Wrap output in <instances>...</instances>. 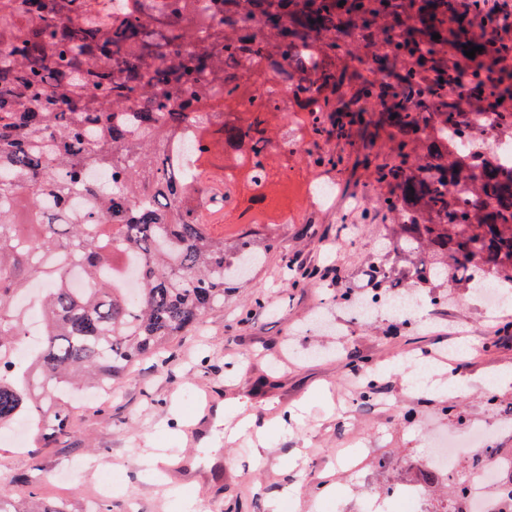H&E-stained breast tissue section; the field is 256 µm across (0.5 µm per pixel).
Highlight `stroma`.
I'll list each match as a JSON object with an SVG mask.
<instances>
[{
    "label": "stroma",
    "instance_id": "obj_1",
    "mask_svg": "<svg viewBox=\"0 0 512 512\" xmlns=\"http://www.w3.org/2000/svg\"><path fill=\"white\" fill-rule=\"evenodd\" d=\"M308 227L292 224L275 239L250 281L228 282L224 306L210 313L201 332L178 337L163 360L146 359L112 392L109 404L75 410L69 437L42 449L36 489L62 499L73 512L93 504L97 472L118 470L113 512H329L320 487L335 483L343 512L407 480L439 434L480 431L482 442L512 457V428L500 418L512 412V384L486 390L481 380L512 370V341L484 348L488 327L512 321V305L488 316L478 296L450 288L441 300L420 289L417 317L404 322L387 309L370 318L349 312L350 300L373 295L364 270L384 254L385 227L360 224L343 247L332 244L336 226L316 212ZM325 270L322 278L283 277L289 261ZM353 287L338 299L337 276ZM262 308H255V301ZM461 349L463 368L440 364L428 392L408 387V368L425 358ZM468 381L455 402L431 394L451 374ZM208 394L212 416L254 425L222 447L224 474L213 480L169 483L165 468L147 471L144 448H170L188 460L200 457L188 427L205 436L188 389ZM0 442V493L24 499L30 456Z\"/></svg>",
    "mask_w": 512,
    "mask_h": 512
}]
</instances>
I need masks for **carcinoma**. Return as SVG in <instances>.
Here are the masks:
<instances>
[{"mask_svg":"<svg viewBox=\"0 0 512 512\" xmlns=\"http://www.w3.org/2000/svg\"><path fill=\"white\" fill-rule=\"evenodd\" d=\"M344 5H339V2ZM483 3L457 0H0V430L32 420L38 448L69 436L72 392L105 391L224 306L272 248L224 228L271 224L254 208L288 166L269 152L292 114L312 166L342 191L382 190L361 223L387 225L391 288L512 283V171L473 144L448 55L487 109L512 101V68L477 40ZM440 38H432L433 34ZM373 55L370 85L336 41ZM478 47L469 58L464 49ZM421 70L433 74L422 85ZM263 78L254 94L251 76ZM246 105L247 112L227 110ZM185 123L195 155L163 144ZM241 146L235 180L224 147ZM87 197L86 208L70 207ZM23 211L24 222L15 220ZM139 270L131 294L114 259ZM81 271L86 287L71 286ZM41 286L33 356L19 299ZM0 512H72L0 495Z\"/></svg>","mask_w":512,"mask_h":512,"instance_id":"1","label":"carcinoma"}]
</instances>
